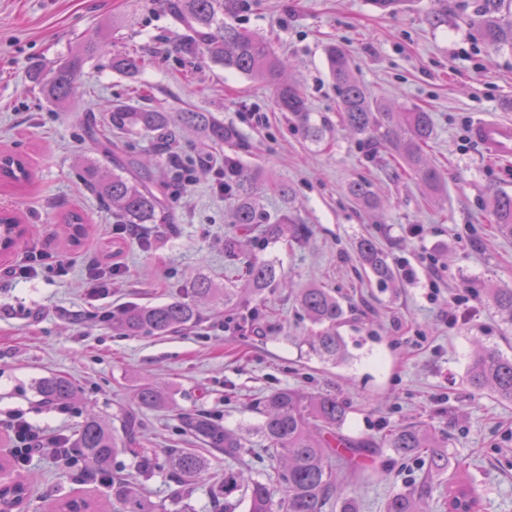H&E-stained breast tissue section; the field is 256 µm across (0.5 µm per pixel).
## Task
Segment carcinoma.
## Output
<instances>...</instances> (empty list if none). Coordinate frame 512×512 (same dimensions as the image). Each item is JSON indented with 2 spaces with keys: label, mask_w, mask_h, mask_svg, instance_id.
<instances>
[{
  "label": "carcinoma",
  "mask_w": 512,
  "mask_h": 512,
  "mask_svg": "<svg viewBox=\"0 0 512 512\" xmlns=\"http://www.w3.org/2000/svg\"><path fill=\"white\" fill-rule=\"evenodd\" d=\"M164 7L191 29L199 45L216 64L228 70L270 85L274 90L279 111L304 131L307 139L319 142L326 125L311 112L308 99L300 86L283 78L286 63L275 51L270 38L250 32L238 23L239 14L249 0H162ZM512 10V0H477L475 18L486 43L494 49H512V23L506 24L501 13ZM107 30L89 33L79 53L56 66L36 65L31 71L32 82L54 104L61 105L76 93V81L84 62L104 53ZM329 76L339 93V112L345 127L353 134L371 141L377 137L388 142L405 169L421 181L428 190L440 195L444 190L442 173L431 165L425 147L434 135L429 113L416 108H392L371 98L367 88L355 76L347 51L339 44L325 49ZM146 65L145 56L137 49H126L112 57V68L133 76ZM182 128L197 133L213 148L232 147L240 142L239 131L210 112L185 109L167 112L156 107L133 108L123 102L112 105L108 131L119 133L112 146V169L94 162L82 166V178L100 199L112 207V214L122 224H159L165 220L163 203L153 186L174 189L184 181V171L198 160H184L168 150L172 129ZM152 134L158 140L159 152L150 163L134 154L126 137ZM0 176L8 184L20 186L27 181L26 161L13 153L0 156ZM265 187L260 173L249 171L231 156L224 157V194L233 201V223L241 237L224 242V254L237 264L241 284L224 288L200 276L193 280L194 302L179 299L168 302L129 307L115 321V328L125 336H166L191 328L200 321L197 303H224L232 311L249 300H260L267 289L288 282L278 277L273 263L257 256L252 249L255 238L300 243L309 238L311 229L298 221L295 214L294 191L284 182L274 185L287 207L278 215L267 213L260 204ZM346 195L365 208L380 207L372 184L363 179L351 180ZM490 213L497 232L512 237V194L494 193L489 201ZM68 241L79 243L88 232L82 216L72 212L66 217ZM17 220L0 216V241L11 249ZM257 237H251V234ZM360 261L379 282L389 284L396 273L386 254L370 238L360 241ZM485 298L502 323L512 326V288L488 287ZM296 301L308 320L317 327L309 338L311 352L320 360L333 364L343 362L347 355L341 328L346 323L341 302L327 288L307 285L298 290ZM466 384L471 392H490L512 402V358L499 350L483 346L473 356ZM39 393L46 403L62 406L77 394L74 383L64 376L44 378ZM134 400L144 408H156L166 397L152 384L134 391ZM264 416L255 433L265 443L264 451L272 462L257 477L246 478L244 471L232 465L222 471H212L211 458L239 462L252 454L247 440L237 432L224 428L208 411L196 410L182 418L187 433L207 449L202 454L190 448H168L163 455L139 450L140 421L130 413L122 421V434L95 416L86 418L72 440L82 458L93 464L101 477L112 474V503L84 498L57 502L56 512H158L144 489L128 475L111 467L117 455L128 450L136 459L139 475L150 478L165 471L179 486L174 499V512H193L188 503L190 486L198 480L211 479L210 505L212 512H235L244 501L249 512H323L328 500L336 493L331 458L344 452L358 454L361 447L340 433L346 411L336 397L322 392H304L296 388H280L267 395L257 405ZM389 447L403 457L425 455L427 472L421 485L390 496L385 512H424L427 483L448 470L449 441L440 438L426 425L407 423L387 438ZM27 494L21 480L0 484V506H19ZM481 501L474 487L458 477L448 484V512H480Z\"/></svg>",
  "instance_id": "1"
}]
</instances>
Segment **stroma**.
<instances>
[{
	"label": "stroma",
	"instance_id": "35a3bbf8",
	"mask_svg": "<svg viewBox=\"0 0 512 512\" xmlns=\"http://www.w3.org/2000/svg\"><path fill=\"white\" fill-rule=\"evenodd\" d=\"M447 3V22L436 24L438 0H410L395 15L370 0H250L240 25L273 39L312 112L329 126L314 143L277 112L271 87L225 71L203 52L184 53L191 33L158 0H0V152H22L30 173L23 186L0 185V210L31 227L0 258V455L12 446L18 414L69 437L87 415L117 428L134 410L145 447L191 448L179 413L204 409L226 428L255 427L262 417L253 403L295 387L334 394L347 408L342 433L364 451L332 463L354 512H384L392 494L419 482L423 459H401L386 444L410 421L450 438L448 470L434 480L426 512H446L448 482L459 476L474 483L481 512H512V404L471 393L465 382L475 344L512 357V327L481 294L485 285L512 288V238L495 231L489 214L493 193L512 194V161L487 155L471 135L478 121H512V50H493L471 25L475 0ZM106 21L114 25L110 53L83 64L67 105L49 103L30 81L32 66L77 53ZM332 43L346 48L372 98L431 113L435 136L425 152L443 174L441 196L404 172L389 145L358 141L343 128L327 72ZM130 44L153 59L132 77L112 67L113 52ZM142 84L152 86L155 105L214 113L241 141L217 150L207 169L167 197V223L147 225L138 241L118 238L111 210L85 187L81 164L111 165L106 108L118 98L141 106L134 89ZM228 154L293 188L311 236L256 252L295 284L330 289L342 301L347 362L308 354L299 339L311 324L280 287L231 316L201 305L200 322L178 334L113 329L124 309L184 295L196 277L221 285L237 278L224 255L231 206L215 174ZM358 177L372 182L384 210L345 195ZM73 211L89 226L77 246L62 226ZM366 236L387 254L395 285L363 269L357 243ZM29 248L68 262L67 276L47 270L13 279L8 268ZM105 261L114 266L112 286L98 299L85 287L86 269ZM52 374L76 384L71 405L43 404L37 385ZM144 383L166 395L164 408H138L133 392ZM17 473L31 489L21 512H46L51 498L107 494L82 467L61 468L47 454Z\"/></svg>",
	"mask_w": 512,
	"mask_h": 512
}]
</instances>
